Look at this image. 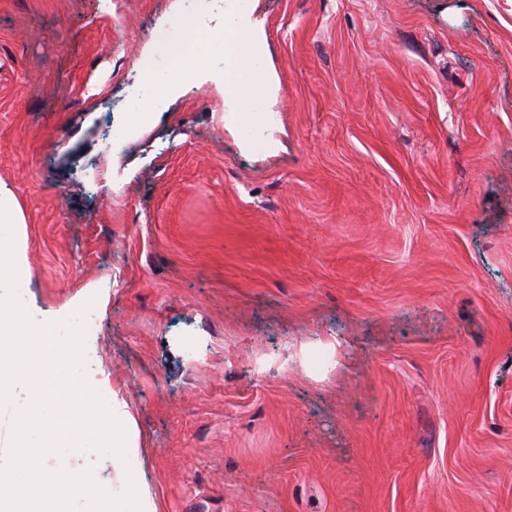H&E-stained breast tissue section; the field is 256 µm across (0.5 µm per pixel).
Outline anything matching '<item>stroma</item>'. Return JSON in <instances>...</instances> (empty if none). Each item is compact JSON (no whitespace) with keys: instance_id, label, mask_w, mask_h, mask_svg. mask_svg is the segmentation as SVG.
I'll list each match as a JSON object with an SVG mask.
<instances>
[{"instance_id":"obj_1","label":"stroma","mask_w":512,"mask_h":512,"mask_svg":"<svg viewBox=\"0 0 512 512\" xmlns=\"http://www.w3.org/2000/svg\"><path fill=\"white\" fill-rule=\"evenodd\" d=\"M179 0H0V189L38 319L157 512H512V0H249L262 142L206 70L135 137Z\"/></svg>"}]
</instances>
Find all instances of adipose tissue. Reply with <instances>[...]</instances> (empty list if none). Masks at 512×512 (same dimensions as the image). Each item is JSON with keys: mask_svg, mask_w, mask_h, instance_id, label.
<instances>
[{"mask_svg": "<svg viewBox=\"0 0 512 512\" xmlns=\"http://www.w3.org/2000/svg\"><path fill=\"white\" fill-rule=\"evenodd\" d=\"M251 34L238 24H223L196 34L187 41L174 59L175 68H182L199 56L220 51L223 67L216 79L223 82L230 94L238 100L243 111H251L254 102L264 96L273 80L262 57L251 49Z\"/></svg>", "mask_w": 512, "mask_h": 512, "instance_id": "ef3b65f1", "label": "adipose tissue"}]
</instances>
